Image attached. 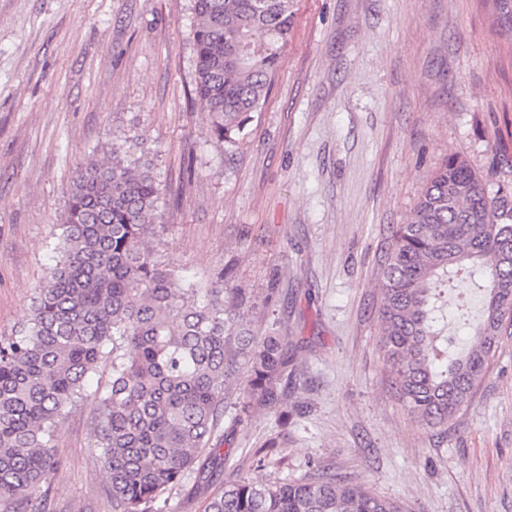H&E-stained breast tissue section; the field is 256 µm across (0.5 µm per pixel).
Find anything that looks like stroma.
I'll list each match as a JSON object with an SVG mask.
<instances>
[{
    "label": "stroma",
    "mask_w": 512,
    "mask_h": 512,
    "mask_svg": "<svg viewBox=\"0 0 512 512\" xmlns=\"http://www.w3.org/2000/svg\"><path fill=\"white\" fill-rule=\"evenodd\" d=\"M193 0H0V338L27 321L80 164H152L164 258L241 289L288 342L279 405L222 422L258 484L325 467L408 512H512V329L447 426L399 401L377 285L429 174L512 180V42L487 0H295L278 74L234 155L195 94ZM101 362L61 422L55 512H112L91 424Z\"/></svg>",
    "instance_id": "stroma-1"
}]
</instances>
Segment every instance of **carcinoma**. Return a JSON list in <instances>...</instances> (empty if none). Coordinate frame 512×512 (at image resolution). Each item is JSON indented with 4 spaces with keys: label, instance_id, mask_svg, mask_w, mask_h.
Segmentation results:
<instances>
[{
    "label": "carcinoma",
    "instance_id": "cac0c4a2",
    "mask_svg": "<svg viewBox=\"0 0 512 512\" xmlns=\"http://www.w3.org/2000/svg\"><path fill=\"white\" fill-rule=\"evenodd\" d=\"M512 42V0H491ZM195 92L210 135L246 137L288 43L294 0H193ZM159 188L145 164L112 147L87 159L65 201L54 264L31 316L0 339V503L28 512L57 468L58 425L98 364L112 381L94 409L112 512H168L188 480L208 488L230 456L214 444L226 395L238 418L275 407L288 381L282 337L254 336L224 278L193 281L154 244ZM483 278L472 342L450 350L440 286ZM385 367L409 414L448 424L512 327V184L490 193L459 154L427 181L389 245L380 280ZM206 512H405L400 502L319 469L300 481L226 479Z\"/></svg>",
    "mask_w": 512,
    "mask_h": 512
}]
</instances>
